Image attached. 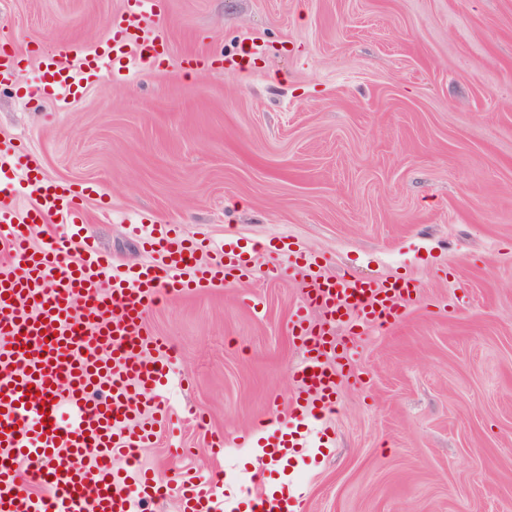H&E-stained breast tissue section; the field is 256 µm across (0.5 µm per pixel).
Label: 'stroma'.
<instances>
[{
    "label": "stroma",
    "mask_w": 512,
    "mask_h": 512,
    "mask_svg": "<svg viewBox=\"0 0 512 512\" xmlns=\"http://www.w3.org/2000/svg\"><path fill=\"white\" fill-rule=\"evenodd\" d=\"M170 50L150 70L26 100L40 55L95 49L123 0H0V148L51 181L96 186L85 231L128 265L125 228L261 242L255 276L152 305L181 377L140 463L223 484L245 512L257 479L298 512H512V0H163ZM266 52L242 68L189 65ZM288 237L322 275L422 290L390 331L356 337L323 437L262 465L302 354L308 279L263 272ZM185 455H176V448Z\"/></svg>",
    "instance_id": "obj_1"
}]
</instances>
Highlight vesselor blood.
Masks as SVG:
<instances>
[{"label": "vessel or blood", "instance_id": "vessel-or-blood-1", "mask_svg": "<svg viewBox=\"0 0 512 512\" xmlns=\"http://www.w3.org/2000/svg\"><path fill=\"white\" fill-rule=\"evenodd\" d=\"M169 53L162 0H124L106 23V35L78 65L60 55L41 59V82L31 97L77 95L90 79L130 63L152 68ZM34 199L19 209L0 199V240L10 251L0 265V512H137L160 497L162 486L138 472L120 475L117 459L149 444L168 417L158 394L169 380L167 345L152 335L145 314L159 297H179L202 284H224L254 274L255 246L227 238L188 239L173 224H134L151 260L121 268L84 235L81 190L47 180L27 163ZM60 230L43 247L27 243L32 225ZM279 250L310 282L298 308L293 335L304 357L293 371L294 399L288 437L268 436L270 461L309 447V426L334 409L338 376L349 351L336 323L387 329L401 322L417 296V282L398 277L376 282L345 273L319 274L317 255ZM210 252L200 265L197 254ZM324 319L312 325L307 307ZM151 418L137 422L141 407ZM180 512H223L224 500L209 477L188 475L176 485ZM249 512H295L290 499L258 490Z\"/></svg>", "mask_w": 512, "mask_h": 512}]
</instances>
